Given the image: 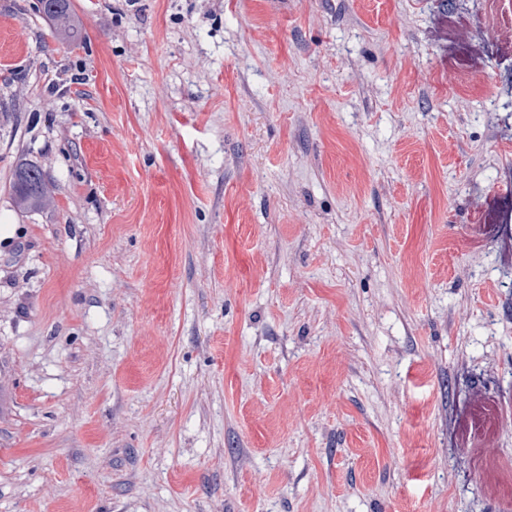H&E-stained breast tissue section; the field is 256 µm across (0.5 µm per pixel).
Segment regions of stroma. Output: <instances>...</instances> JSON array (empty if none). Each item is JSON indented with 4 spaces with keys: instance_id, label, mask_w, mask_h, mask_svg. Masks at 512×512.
<instances>
[{
    "instance_id": "1",
    "label": "stroma",
    "mask_w": 512,
    "mask_h": 512,
    "mask_svg": "<svg viewBox=\"0 0 512 512\" xmlns=\"http://www.w3.org/2000/svg\"><path fill=\"white\" fill-rule=\"evenodd\" d=\"M37 5L0 512H512V0ZM44 1H46V3L43 5ZM38 3V10L53 22L55 32L58 35L70 38L74 37V35H70L73 34L71 28V0H38ZM13 199L23 210H36L50 199L48 180L43 170L33 163H21L15 170L12 183Z\"/></svg>"
}]
</instances>
